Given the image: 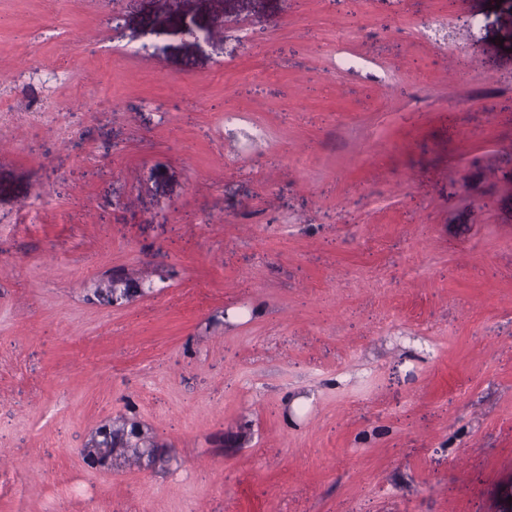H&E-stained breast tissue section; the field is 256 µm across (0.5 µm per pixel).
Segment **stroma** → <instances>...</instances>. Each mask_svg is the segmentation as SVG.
<instances>
[{
	"label": "stroma",
	"instance_id": "obj_1",
	"mask_svg": "<svg viewBox=\"0 0 512 512\" xmlns=\"http://www.w3.org/2000/svg\"><path fill=\"white\" fill-rule=\"evenodd\" d=\"M0 512H512V0H0Z\"/></svg>",
	"mask_w": 512,
	"mask_h": 512
}]
</instances>
